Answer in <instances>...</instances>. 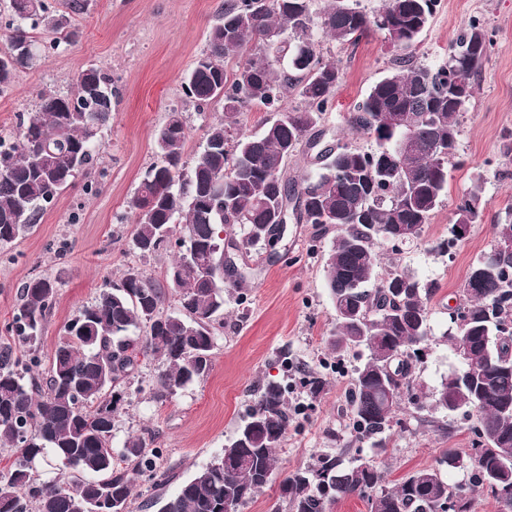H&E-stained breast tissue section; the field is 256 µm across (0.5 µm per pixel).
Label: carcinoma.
<instances>
[{
    "mask_svg": "<svg viewBox=\"0 0 512 512\" xmlns=\"http://www.w3.org/2000/svg\"><path fill=\"white\" fill-rule=\"evenodd\" d=\"M224 0L207 46L184 75L186 95L201 108L220 103L224 117L212 122L205 143L190 167L183 161L187 127L173 110L155 135L157 162L139 183L132 209V244L142 256L174 250L175 258L159 279L138 267L128 268L120 285H104L66 326V336L43 363L39 346L58 285L38 275L22 287L20 303L4 324L0 344V447L12 462L0 471V512H128L139 479L159 485L154 438H127L112 448L115 418L124 410L123 380L138 356L151 355L160 369L149 388L152 402L163 406L212 368L214 321L224 315L226 283L207 278L198 265L184 262L190 249L209 256L220 268L224 229L242 249L272 246L281 203L293 200L299 223L336 226L324 262L326 287L333 303L336 336L332 351H366L354 369L347 392L355 441L384 449L399 424L397 395L411 391L416 348L433 333L428 303L439 290L412 274L377 272L378 248L389 245L399 227L413 228L419 239L448 192V165L456 158L460 117L467 111L490 39L472 22L459 35L448 58L438 65L409 59L427 29L438 0H384L387 24L372 26L357 0ZM85 0H66V9L48 0H9V19L0 25L8 43L0 54V92L17 70L41 57L38 36L52 38L51 48L74 42L72 17L84 13ZM355 44L370 34L402 55L374 82L348 121L377 147L333 144L303 182L288 177V160L325 134L322 116L341 79L335 62L324 59L314 37ZM285 59L287 68L274 63ZM292 89L304 107L283 106ZM116 89L112 74L96 66L81 70L70 92L40 96L38 107L20 119L17 133L0 136V244L30 232L47 205L79 172L98 164L100 131L112 120ZM278 113L254 133L238 128L245 108ZM400 117L396 127L380 123L385 113ZM414 138L415 152L401 158V137ZM487 208L481 188L463 195L453 212L448 251L462 239L457 224H475ZM494 242L512 238V205L495 216ZM474 288L460 291L464 315L444 332L452 349L465 345V364L448 373L432 394L436 410H454L472 421V447L483 448L470 465L468 484L481 488L512 512V498L496 487L512 483V254L497 247L477 258L466 275ZM177 305L164 309L168 291ZM400 366L389 378L387 366ZM303 407L288 400V385L269 380L256 407L238 425L220 455L197 469L158 512H240L271 481L275 449ZM54 461L83 474L75 479L41 482L34 468ZM464 465L461 452L449 450L437 465L420 468L394 487L382 488L383 475L362 456L347 460L322 452L282 482L289 512H332L351 496L367 501L369 512H437L458 485L446 474Z\"/></svg>",
    "mask_w": 512,
    "mask_h": 512,
    "instance_id": "1",
    "label": "carcinoma"
}]
</instances>
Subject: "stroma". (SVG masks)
I'll return each instance as SVG.
<instances>
[{"instance_id": "stroma-1", "label": "stroma", "mask_w": 512, "mask_h": 512, "mask_svg": "<svg viewBox=\"0 0 512 512\" xmlns=\"http://www.w3.org/2000/svg\"><path fill=\"white\" fill-rule=\"evenodd\" d=\"M224 0H89L75 20L76 42L68 50L46 53L34 67L18 70L11 89L0 94V135L15 133L20 114L30 112L44 94L70 90L75 74L95 64L110 71L119 96L112 121L104 129L102 158L91 174H80L41 215L33 231L0 246V326L11 319L23 284L45 274L56 278L58 294L41 340L49 358L65 336V326L92 302L103 283L119 281L137 266L157 274L169 255L141 257L131 248L135 214L131 201L146 170L156 160L154 136L170 110L182 111L187 128L186 156L204 142L208 124L221 116L212 105L197 109L183 90V77L206 44ZM479 20L491 45L476 79L474 96L462 117L458 143L460 166L448 170V192L421 238L392 252L384 246L380 272L400 268L424 283L438 282L430 302L434 336L424 350L416 378V400H403L386 452L357 448L346 410V388L355 366L366 358L354 350L329 361L336 327L325 284V256L335 231L317 235L314 225L288 224L275 249L251 251L253 274L244 299L229 297L224 327L216 336L207 378L180 392L170 403L155 405L147 389L158 371L153 357L140 358L126 379L129 405L116 419L113 445L131 434L149 433L159 450L157 463L169 475L157 487L139 481L129 512H151L146 503L167 498L200 466L219 453L238 423L251 412L258 388L275 379L289 386V399L305 406L275 450L272 482L241 512H274L283 507L281 483L322 451L352 457L362 451L391 488L410 472L434 465L449 449L471 448L463 414L434 410L431 393L456 360L444 333L448 306L455 303L470 264L491 248L492 219L512 200V156H504L503 135L512 130V0H439L429 26L412 55L417 64L440 63L470 20ZM325 58L342 71L323 126L329 140L371 141L351 135L346 122L369 86L391 67L396 56L381 37L358 45L321 43ZM481 185L488 207L470 225L451 253L439 249L448 237L455 202L463 191ZM320 237L318 254L308 252ZM320 372L327 386L311 399L299 384L301 370Z\"/></svg>"}]
</instances>
